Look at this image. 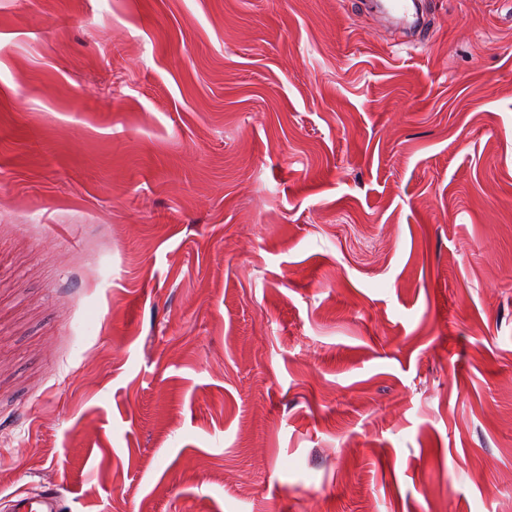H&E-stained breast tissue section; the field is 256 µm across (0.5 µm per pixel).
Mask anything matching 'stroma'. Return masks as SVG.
<instances>
[{"instance_id": "obj_1", "label": "stroma", "mask_w": 512, "mask_h": 512, "mask_svg": "<svg viewBox=\"0 0 512 512\" xmlns=\"http://www.w3.org/2000/svg\"><path fill=\"white\" fill-rule=\"evenodd\" d=\"M0 0V512H512V0ZM12 512H61V497L52 489H43L37 494L29 491L19 493L11 500Z\"/></svg>"}]
</instances>
